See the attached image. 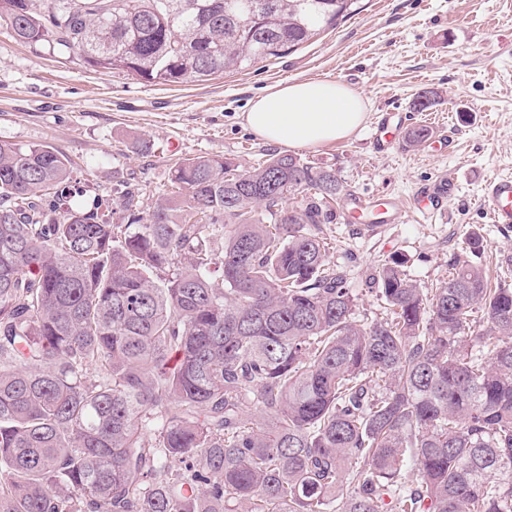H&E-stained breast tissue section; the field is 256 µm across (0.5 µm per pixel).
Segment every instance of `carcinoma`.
Returning <instances> with one entry per match:
<instances>
[{
  "label": "carcinoma",
  "instance_id": "cac0c4a2",
  "mask_svg": "<svg viewBox=\"0 0 512 512\" xmlns=\"http://www.w3.org/2000/svg\"><path fill=\"white\" fill-rule=\"evenodd\" d=\"M32 2L0 0L15 40L168 86L352 6ZM71 180L54 148L0 140V512H512V288L469 259L478 232L433 290L401 254L378 266L366 323L321 236L329 166L182 159L121 224Z\"/></svg>",
  "mask_w": 512,
  "mask_h": 512
}]
</instances>
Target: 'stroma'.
<instances>
[{"mask_svg":"<svg viewBox=\"0 0 512 512\" xmlns=\"http://www.w3.org/2000/svg\"><path fill=\"white\" fill-rule=\"evenodd\" d=\"M331 75L363 96L368 119L347 138L298 149V157L335 169L347 194L408 201L439 179L455 183L433 219L417 212L376 235L338 219L323 225L328 258L347 274L357 319L378 317L369 278L391 255H405L410 278L436 288L472 231L486 243L477 264L512 286V227L493 223L481 201L486 179L512 176V0H356L336 27L295 50L179 86L98 71L76 56L16 42L0 27V139L67 155L84 205L117 202L132 188L147 208L169 192L176 160L221 154L248 169L276 152L244 125L250 101L281 83ZM425 90L436 93V104L413 110ZM390 111L403 117L400 140L381 152L373 133ZM417 125L433 134L413 146L405 136ZM144 141L152 152L140 151Z\"/></svg>","mask_w":512,"mask_h":512,"instance_id":"stroma-1","label":"stroma"}]
</instances>
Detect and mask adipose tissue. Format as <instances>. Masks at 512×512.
Wrapping results in <instances>:
<instances>
[{"mask_svg":"<svg viewBox=\"0 0 512 512\" xmlns=\"http://www.w3.org/2000/svg\"><path fill=\"white\" fill-rule=\"evenodd\" d=\"M368 112L360 94L321 80L277 85L252 101L244 124L264 141L288 148L317 147L351 135Z\"/></svg>","mask_w":512,"mask_h":512,"instance_id":"adipose-tissue-1","label":"adipose tissue"}]
</instances>
